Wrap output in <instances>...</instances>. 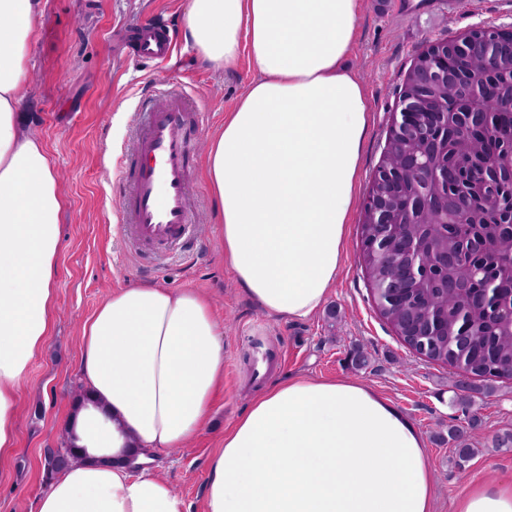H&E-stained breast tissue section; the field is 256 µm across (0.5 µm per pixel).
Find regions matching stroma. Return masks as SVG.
<instances>
[{
  "mask_svg": "<svg viewBox=\"0 0 512 512\" xmlns=\"http://www.w3.org/2000/svg\"><path fill=\"white\" fill-rule=\"evenodd\" d=\"M385 2L363 0L348 59L373 108L362 162L364 192L416 55L476 26L512 25V0H401L397 11ZM187 5L188 0H46L37 22L21 124L44 142L68 207L61 224L55 326L20 391L17 448L10 467L0 473V512H36L47 488L44 455L62 436V419L80 386V324L113 290L137 281L206 292L224 323V393L215 402L211 426L187 447L157 456L162 475L190 512L201 510L217 437L269 381L297 374L356 378L408 414L427 438L436 512H451L453 498L471 479L512 478V447L494 445L512 431V379H468L457 368L418 357L380 317L364 278L361 209L353 211L346 261L323 309L302 320L266 315L240 291L212 230L211 197L200 165L189 172L198 240L194 255L171 251L147 263L126 243L118 166L142 118V97L175 84L194 93L206 114L194 142L200 158L208 136L256 75L245 60L226 72L209 69L182 46L162 62L133 58L127 42L131 29L153 18L178 30ZM257 337L270 350V362L249 366L243 356ZM357 348L370 358L361 371L351 364ZM464 398L469 408H462ZM472 415L479 420L472 433L477 450L460 467L448 428L467 427Z\"/></svg>",
  "mask_w": 512,
  "mask_h": 512,
  "instance_id": "obj_1",
  "label": "stroma"
}]
</instances>
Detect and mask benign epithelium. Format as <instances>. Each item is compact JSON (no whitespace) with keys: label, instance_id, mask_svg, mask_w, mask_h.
Here are the masks:
<instances>
[{"label":"benign epithelium","instance_id":"7a95c632","mask_svg":"<svg viewBox=\"0 0 512 512\" xmlns=\"http://www.w3.org/2000/svg\"><path fill=\"white\" fill-rule=\"evenodd\" d=\"M479 57L483 71L462 79L460 65ZM512 60V27H500L494 35L474 39L469 32L458 33L444 42L420 51L408 71L412 91L399 98L391 134L413 144L394 167L382 166L373 179V190L362 208L366 223L373 225L366 250L373 255L395 247L409 258L404 277L383 281L372 288L374 301H406L405 290L429 285L445 293L468 294L471 280L448 275L454 268L475 258H484L492 248L477 234L482 209L493 192L512 190V130L496 131L507 144L503 155L486 165L483 192L472 194L464 187L448 189L454 175L456 155L452 142L481 130L488 124V112L481 101L500 93L501 66ZM453 85L459 95L448 105L438 92ZM397 224H427L435 230L424 238H394ZM475 304L512 318V282L504 285L491 279L480 290Z\"/></svg>","mask_w":512,"mask_h":512}]
</instances>
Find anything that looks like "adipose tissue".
Here are the masks:
<instances>
[{"mask_svg": "<svg viewBox=\"0 0 512 512\" xmlns=\"http://www.w3.org/2000/svg\"><path fill=\"white\" fill-rule=\"evenodd\" d=\"M361 0H189L179 39L215 70L257 76L207 139L202 175L224 260L244 295L283 320L322 308L345 255L371 125L344 64ZM45 0H0V468L17 443L19 390L54 326L66 199L19 107ZM88 401L64 420L82 458L37 512H189L148 456L209 424L224 390V330L194 288L137 282L81 330ZM426 437L380 392L345 378L272 382L225 428L203 512H434ZM453 512H512V478L468 482Z\"/></svg>", "mask_w": 512, "mask_h": 512, "instance_id": "obj_1", "label": "adipose tissue"}]
</instances>
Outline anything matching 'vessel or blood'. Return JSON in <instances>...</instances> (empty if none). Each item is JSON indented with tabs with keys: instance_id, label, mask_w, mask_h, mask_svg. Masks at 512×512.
<instances>
[{
	"instance_id": "vessel-or-blood-1",
	"label": "vessel or blood",
	"mask_w": 512,
	"mask_h": 512,
	"mask_svg": "<svg viewBox=\"0 0 512 512\" xmlns=\"http://www.w3.org/2000/svg\"><path fill=\"white\" fill-rule=\"evenodd\" d=\"M171 48L163 28L148 27L138 39L137 55L160 61ZM142 107L144 119L120 164L122 222L128 238L145 252L165 245L187 251L193 218L188 175L194 131L190 124L203 114L177 88L152 94Z\"/></svg>"
}]
</instances>
